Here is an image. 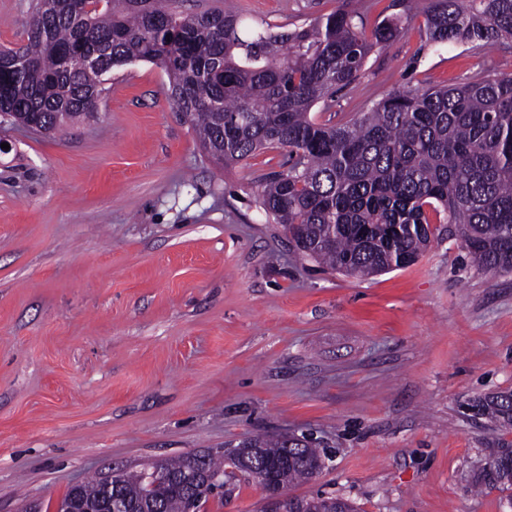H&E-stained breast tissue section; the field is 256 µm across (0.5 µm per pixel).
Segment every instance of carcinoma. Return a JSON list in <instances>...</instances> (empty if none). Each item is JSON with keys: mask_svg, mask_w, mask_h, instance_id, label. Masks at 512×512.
I'll return each instance as SVG.
<instances>
[{"mask_svg": "<svg viewBox=\"0 0 512 512\" xmlns=\"http://www.w3.org/2000/svg\"><path fill=\"white\" fill-rule=\"evenodd\" d=\"M178 0H36L16 72L0 63V116L45 134L95 110L106 76L137 61L160 65L170 97L216 163L246 160L261 149L288 151V171L264 185L261 205L291 233L295 252L332 270L371 277L414 264L434 232L429 212L455 226L472 264L512 270V76H486L455 87L403 88L355 120L318 121L336 93L355 83L374 47L403 34L397 18L371 32L338 9L292 31L244 27L219 8L188 12ZM430 44L492 46L512 39V0H412ZM95 66L66 67L67 57ZM477 416L512 429V391L470 405ZM248 445L270 457L288 454L286 483L322 471L312 442L256 435ZM512 442L490 449L475 478L484 489L512 490L499 462ZM162 474L145 493L138 474L116 486L122 512H186L196 471L225 470L209 452L154 464ZM97 479L73 486L58 503L100 502ZM288 512H331L333 497L290 498Z\"/></svg>", "mask_w": 512, "mask_h": 512, "instance_id": "1", "label": "carcinoma"}]
</instances>
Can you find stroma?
I'll return each instance as SVG.
<instances>
[{"mask_svg": "<svg viewBox=\"0 0 512 512\" xmlns=\"http://www.w3.org/2000/svg\"><path fill=\"white\" fill-rule=\"evenodd\" d=\"M410 0H187L274 33L336 11L405 33L338 92L347 121L404 87L512 75V40L431 45ZM32 0H0L19 46ZM164 70L113 69L93 115L46 135L0 125V512H56L77 483L257 434L330 458L287 496L358 512H512L472 477L512 431L474 416L512 389V272L473 266L447 225L416 263L369 279L299 256L261 206L288 153L220 166ZM237 475L201 512H268Z\"/></svg>", "mask_w": 512, "mask_h": 512, "instance_id": "1", "label": "stroma"}]
</instances>
